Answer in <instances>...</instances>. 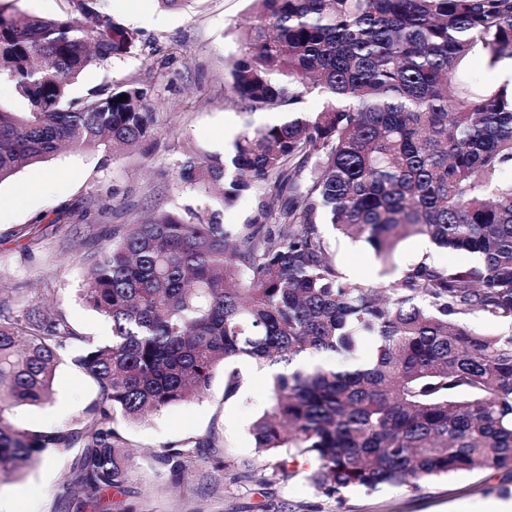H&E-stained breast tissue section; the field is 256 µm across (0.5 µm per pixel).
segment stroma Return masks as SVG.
<instances>
[{
    "mask_svg": "<svg viewBox=\"0 0 512 512\" xmlns=\"http://www.w3.org/2000/svg\"><path fill=\"white\" fill-rule=\"evenodd\" d=\"M141 15L104 0L101 16L138 30L140 42L125 57L88 68L70 88L74 99L127 80L147 88L155 115L151 135L134 149L112 155L101 149H64L47 162L22 167L0 183V287L47 308L78 334L104 343L112 325L79 298L87 262L106 246L74 225L57 222L61 210L86 212L91 224L112 229L148 213L203 204L204 196L177 183L174 170L186 155L220 154L245 129L280 122L281 113L239 111L232 102L229 68L238 54V29L251 19L249 0H192L183 10L138 0ZM152 22H143V14ZM108 218H100L102 207ZM330 254L350 282L385 288L421 258L445 268L465 269L477 255L445 248L423 253L420 237L403 240L391 263L364 243L325 230ZM238 375L233 395L225 387ZM98 386L71 359L59 364L51 403L21 407L18 423L34 430L72 424L99 401ZM272 404L267 369L246 361L217 368L205 393L169 406L145 420L115 415L114 428L133 455L124 491L107 489L97 498L68 492L67 454H49L24 475L0 480V497L14 512H449L454 505L491 498L512 499V475L475 469L422 482L418 489L381 485L355 487L336 501L318 494L305 469L290 477L274 474V458L255 452L254 419ZM205 441L187 472L173 476L159 457L170 447Z\"/></svg>",
    "mask_w": 512,
    "mask_h": 512,
    "instance_id": "1",
    "label": "stroma"
}]
</instances>
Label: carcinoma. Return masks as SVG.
Segmentation results:
<instances>
[{
  "label": "carcinoma",
  "mask_w": 512,
  "mask_h": 512,
  "mask_svg": "<svg viewBox=\"0 0 512 512\" xmlns=\"http://www.w3.org/2000/svg\"><path fill=\"white\" fill-rule=\"evenodd\" d=\"M99 2L71 0L62 19L0 10V78L25 104L0 108V182L66 144L115 155L151 134L137 81L68 99L87 68L140 41L110 19L88 26ZM251 2L233 103L286 117L222 155L181 160L176 180L210 202L124 225L91 265L83 300L112 322L110 342L40 307L13 315L0 297V473L72 452L67 486L119 491L131 463L114 413L138 421L198 398L230 359L288 366L331 352L337 367L272 375V406L251 431L280 473L301 458L315 491L338 500L477 468L512 474V86L464 71L476 52L512 61V0ZM312 92L322 110L304 112ZM261 184L270 195L254 214L225 226L217 205ZM324 224L384 262L425 236L479 263L423 258L387 288L357 286ZM476 316L503 331L476 330ZM76 351L101 402L71 426L11 422L13 408L51 400L57 364ZM196 449L170 448L161 463L180 474Z\"/></svg>",
  "instance_id": "cac0c4a2"
}]
</instances>
